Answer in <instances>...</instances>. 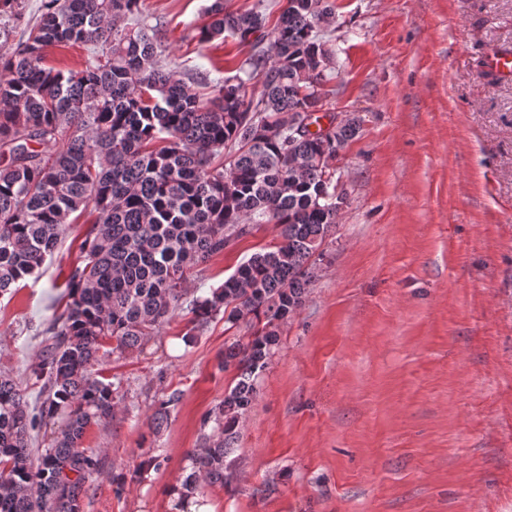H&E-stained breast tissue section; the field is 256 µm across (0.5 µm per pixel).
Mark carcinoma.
I'll return each instance as SVG.
<instances>
[{
    "instance_id": "obj_1",
    "label": "carcinoma",
    "mask_w": 512,
    "mask_h": 512,
    "mask_svg": "<svg viewBox=\"0 0 512 512\" xmlns=\"http://www.w3.org/2000/svg\"><path fill=\"white\" fill-rule=\"evenodd\" d=\"M25 11V0H0V295L38 276L71 214L95 218L31 373L38 403L0 370V512H83L102 461L82 441L112 418L121 388L89 367L104 340L115 341L114 353L134 351L179 311L198 330L219 315L256 328L224 351L236 383L204 420L213 433L185 480L191 490L224 486L278 328L305 302L336 228V178L319 160H336L359 130L354 116L326 139L288 135L296 116L322 106L321 86L336 71L324 37L334 7L286 0L268 31L261 11L229 12L213 0L200 42L226 34L256 48L267 37L270 49L201 95L167 62L140 0H44L32 23ZM126 15L133 25L118 24ZM23 22L26 38L11 42ZM75 45L87 47L84 68L47 64L50 49ZM253 79L258 92L248 89ZM250 224L278 226L279 241L207 295L187 297V271ZM179 401L173 392L160 402L155 429ZM60 414L53 445L34 451L31 434Z\"/></svg>"
}]
</instances>
